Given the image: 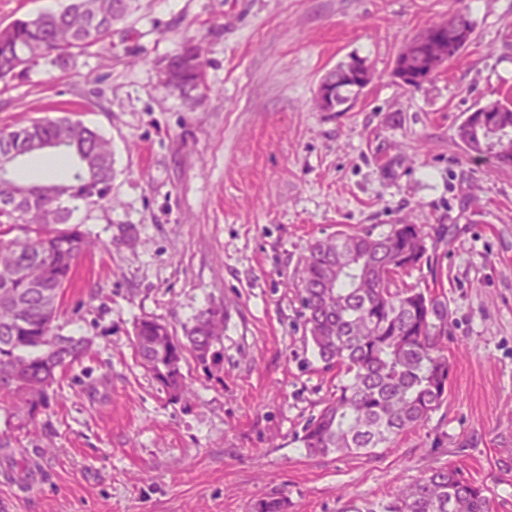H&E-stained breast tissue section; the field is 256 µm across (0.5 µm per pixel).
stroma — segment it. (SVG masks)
Segmentation results:
<instances>
[{
	"mask_svg": "<svg viewBox=\"0 0 512 512\" xmlns=\"http://www.w3.org/2000/svg\"><path fill=\"white\" fill-rule=\"evenodd\" d=\"M470 43L420 90L394 76L403 46L453 12ZM199 40L210 87L193 105L158 66ZM374 78L347 112L314 103L350 57ZM512 100V0H141L112 46L0 83V128L68 116L112 143V204L73 223L99 246L57 323L92 353L28 423L0 402V512H288L388 500L452 466L512 512V168L455 135L476 106ZM390 170H383L384 162ZM411 221L454 233L443 271L448 398L375 454L311 456L297 440L336 392L303 331L290 277L310 242ZM96 300H89V293ZM224 311L207 365L170 397L140 366L136 319L182 333Z\"/></svg>",
	"mask_w": 512,
	"mask_h": 512,
	"instance_id": "1",
	"label": "stroma"
}]
</instances>
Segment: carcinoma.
Segmentation results:
<instances>
[{
  "instance_id": "1",
  "label": "carcinoma",
  "mask_w": 512,
  "mask_h": 512,
  "mask_svg": "<svg viewBox=\"0 0 512 512\" xmlns=\"http://www.w3.org/2000/svg\"><path fill=\"white\" fill-rule=\"evenodd\" d=\"M139 0H68L59 11L18 18L0 29V81L52 55L71 58L112 38L115 25ZM461 31H473L457 12L435 22L427 38L448 42V59L463 49ZM170 90L201 101L207 85L199 44L190 40L164 63ZM60 150L72 160L64 181L27 183L0 178V400L18 403L33 421L49 403L57 374L89 352L92 340L55 326L59 300L79 260L95 244L69 220L74 208L112 205V148L97 130L69 117L0 130V157ZM447 241L422 224H393L378 235L338 232L308 247L295 271L304 328L328 369H336L335 396L311 416L298 436L310 455L371 454L390 448L425 421L448 396L450 367L448 299L430 288L400 287L402 274L431 264L427 248ZM224 333V309L199 311L184 339L153 317L134 322L133 347L140 365L171 397L187 391L183 364H206ZM253 512H288V498L257 500ZM345 512H490L481 486L452 467L394 492L388 501Z\"/></svg>"
}]
</instances>
